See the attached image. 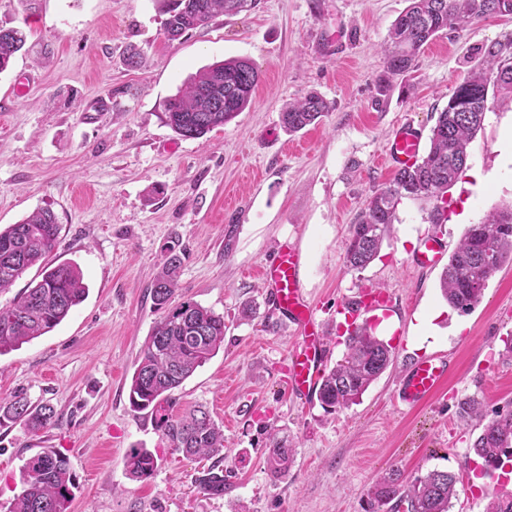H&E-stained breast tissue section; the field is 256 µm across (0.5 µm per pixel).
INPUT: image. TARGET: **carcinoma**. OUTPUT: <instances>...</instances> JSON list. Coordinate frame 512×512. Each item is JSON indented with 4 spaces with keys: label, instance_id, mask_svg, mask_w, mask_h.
<instances>
[{
    "label": "carcinoma",
    "instance_id": "1",
    "mask_svg": "<svg viewBox=\"0 0 512 512\" xmlns=\"http://www.w3.org/2000/svg\"><path fill=\"white\" fill-rule=\"evenodd\" d=\"M258 0H165V31L177 40L207 26L219 15H234L257 7ZM512 16V0H409L395 20L384 47L386 75L379 92L392 89V78L409 72L427 43L474 21ZM25 44L16 28H0V73ZM473 67L438 112L425 156L409 169L394 174L389 184L369 196L356 224L352 225L345 255L348 269L360 272L379 255L384 239L398 222L403 200L431 205L429 221L440 223L445 194L466 168L469 144L489 110V92L512 96V38L478 50ZM259 73L246 59L214 62L199 70L166 103L165 123L183 139H198L220 127L252 102ZM329 103L310 92L281 112L284 131L296 133L317 124ZM60 227L54 214L40 210L18 224L0 230V291L9 287L28 268L42 263L59 245ZM507 261L512 262V206L498 208L479 224L469 225L448 257L440 286L448 305L461 314L483 298L491 277ZM182 255L169 251L161 273L154 280L151 298L162 312L145 343L132 376L129 402L133 411L149 410L170 447L185 458L206 459L210 464L195 479L199 493L224 497L223 430L209 411L198 406L175 416L166 409L168 396L191 377L224 345V316L186 298L174 300ZM88 292L80 269L70 263L45 269L42 279L28 286L11 305L0 307V355L52 331L80 304ZM393 352L388 343L364 325L349 333L346 350L321 380L317 399L330 414L358 402L390 366ZM482 403L465 398L458 403L462 418L477 417L481 431L470 452L484 470H499L512 462V407L498 410L489 420ZM50 405L34 406L17 395L0 403V424H20L36 432L54 422ZM268 449L267 469L272 479L288 476L295 446L286 437L274 436ZM128 475L149 478L156 467L153 454L132 448L124 458ZM22 490L7 512H68L78 488L69 457L57 448H46L31 457L21 472ZM459 477L432 469L407 483L399 468L378 475L366 490L365 512H451L458 497ZM486 512H512V495L495 494Z\"/></svg>",
    "mask_w": 512,
    "mask_h": 512
}]
</instances>
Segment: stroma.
<instances>
[{
  "mask_svg": "<svg viewBox=\"0 0 512 512\" xmlns=\"http://www.w3.org/2000/svg\"><path fill=\"white\" fill-rule=\"evenodd\" d=\"M407 0H261L177 41L164 35L163 0H0V27L27 39L0 73V229L42 209L60 226L51 264L79 267L88 295L52 331L0 356V399L23 392L50 403L53 425L0 427V512L21 491L30 457L56 448L78 490L72 512H364L368 484L388 467L406 479L431 469L466 482L452 512H485L489 478L467 468L479 430L458 415L478 397L486 416L512 406V262L467 314L448 306L441 268L408 259L422 232L456 247L468 225L512 203V99H489L467 167L431 224L403 201L398 224L365 270L345 267L349 230L372 192L392 179L378 156L398 119L430 131L482 45L512 37V18H489L425 46L415 68L380 95L382 47ZM140 65L128 67L130 52ZM231 57L261 73L253 102L224 126L182 139L164 121L189 76ZM315 91L332 103L296 134L288 103ZM302 253L301 285L324 324L330 361L344 338L333 307L374 286L407 306L383 337L394 360L358 404L328 414L285 382L297 335L272 316L262 280L246 276L281 242ZM184 258L176 298L224 317V345L172 393V413L204 406L224 431L223 497L200 494L198 464L170 448L147 412L132 411L131 378L161 313L149 291L169 246ZM253 306V316L242 314ZM447 352L457 369L433 403L395 406L411 357ZM296 446L286 479L272 481L271 433ZM145 448L152 476L123 459ZM123 463L128 475L135 479L149 478L156 467L153 454L145 448H131Z\"/></svg>",
  "mask_w": 512,
  "mask_h": 512,
  "instance_id": "1",
  "label": "stroma"
}]
</instances>
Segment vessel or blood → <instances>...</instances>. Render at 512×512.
Segmentation results:
<instances>
[{"mask_svg":"<svg viewBox=\"0 0 512 512\" xmlns=\"http://www.w3.org/2000/svg\"><path fill=\"white\" fill-rule=\"evenodd\" d=\"M423 136L413 122H399L380 157L381 165L393 169L414 166L422 157ZM447 251L446 241L428 234L412 256L418 268L438 264ZM302 255L293 244L277 247L272 259L259 269L267 287V300L278 321L292 329L297 344L288 354V390L301 401L316 395L327 367L329 349L319 329L320 321L300 288ZM397 300L387 292L360 293L357 298L337 304L336 315L352 328L378 316L401 314ZM449 374L448 357L438 354L412 360L406 367L395 391L396 401L408 408L432 402Z\"/></svg>","mask_w":512,"mask_h":512,"instance_id":"b4317fda","label":"vessel or blood"}]
</instances>
